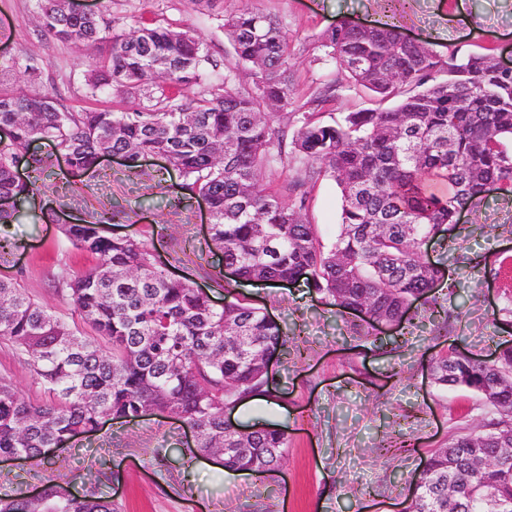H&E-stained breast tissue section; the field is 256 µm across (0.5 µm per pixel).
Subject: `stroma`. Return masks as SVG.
Segmentation results:
<instances>
[{
    "mask_svg": "<svg viewBox=\"0 0 512 512\" xmlns=\"http://www.w3.org/2000/svg\"><path fill=\"white\" fill-rule=\"evenodd\" d=\"M89 13H110L120 30L139 24L189 27L230 72L251 84L224 33L225 16L242 0H218L213 8L191 0H76ZM279 17L292 57L288 76L297 95L327 83L334 97L324 112L343 116L370 107L320 48L323 36L348 19L379 25L393 15L408 37L460 55L489 53L512 67V0H252ZM37 0H0V66L26 55L44 64L43 81L73 110L123 108L122 100L85 95L84 74L92 49L38 31ZM34 195L17 221L0 225V237L16 242L0 256V280H15L33 300L51 304L56 315L86 331L73 306L54 288L61 272L94 265L61 235L62 223L93 220L112 209L128 219L122 234L152 244L170 273L192 279L217 303L227 294L264 307L288 335L287 350L273 366L263 402L241 410L236 423H275L286 428L283 464L263 476L226 472L208 458L187 460L194 438L181 422L150 413L133 422L104 420L99 430L74 437L45 457L0 463V497L20 498L43 486L71 482L78 494L111 497L119 512H400L409 486L431 450L452 436L484 429L494 408L463 388L441 389L428 362L450 344L471 356L491 359L498 345L512 342L503 325L512 308V199L490 190L462 214L451 233L426 247V258L445 268L443 281L416 301L402 328L368 334L357 316L325 304L305 286L239 284L224 276L210 250L208 213L197 197L185 198L178 172L161 157L131 170L101 158L89 172L69 176L64 162L33 175ZM312 217L324 234L339 221L333 182L311 191ZM446 309L447 318L435 312ZM11 378L22 396L45 400L23 355L0 343V376Z\"/></svg>",
    "mask_w": 512,
    "mask_h": 512,
    "instance_id": "stroma-1",
    "label": "stroma"
}]
</instances>
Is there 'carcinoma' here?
<instances>
[{"mask_svg": "<svg viewBox=\"0 0 512 512\" xmlns=\"http://www.w3.org/2000/svg\"><path fill=\"white\" fill-rule=\"evenodd\" d=\"M39 28L56 39L94 46L112 33V50L90 58L87 94L140 100L121 111L75 112L54 94L0 89V224H9L31 191L17 168L40 173L50 160L26 151L50 141L68 170L84 173L104 155L134 169L161 155L183 177L182 189L208 199L209 234L224 264L249 282L304 281L325 302L365 323L411 320L410 305L444 279L426 264L427 241L448 231L456 209L476 205L484 184L512 196V72L493 56L441 53L401 43L395 25L360 29L342 22L322 39L325 55L351 82L390 108L325 119L334 97L327 83L305 99L288 80L291 53L283 26L244 3L224 19L238 62L252 66L245 87L224 74L189 28L154 24L113 31L109 14L89 16L76 0H38ZM292 107L288 131L279 110ZM296 166L281 188L263 175ZM328 179L340 195V224L327 237L310 219V187ZM441 179L448 194L429 189ZM103 212L60 231L97 256L86 272L65 279L62 295L92 329L86 336L19 285L0 280V341L28 357L48 398L27 401L0 376V455L36 458L101 419L134 421L165 413L195 429V451L221 454L224 468L262 475L288 448L279 428L240 430L224 422V406L269 387L263 357L280 355L289 338L260 307L233 295L217 307L188 279L174 278L150 245L104 234L121 224ZM435 385L462 387L493 406L499 419L485 432L452 437L431 451L409 512H512V344L492 361L467 357L458 345L433 356ZM0 512H117L112 501L78 497L68 483L43 487L38 498L4 500Z\"/></svg>", "mask_w": 512, "mask_h": 512, "instance_id": "1", "label": "carcinoma"}]
</instances>
